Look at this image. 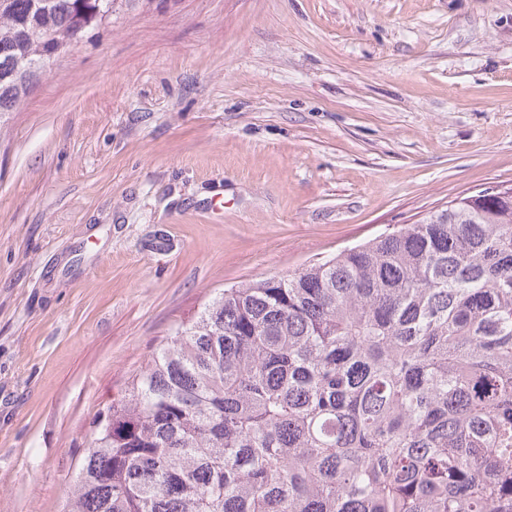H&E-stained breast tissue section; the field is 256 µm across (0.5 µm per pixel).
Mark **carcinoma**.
Listing matches in <instances>:
<instances>
[{
    "instance_id": "1",
    "label": "carcinoma",
    "mask_w": 512,
    "mask_h": 512,
    "mask_svg": "<svg viewBox=\"0 0 512 512\" xmlns=\"http://www.w3.org/2000/svg\"><path fill=\"white\" fill-rule=\"evenodd\" d=\"M109 0H0V126ZM65 512H512V187L230 288L101 411Z\"/></svg>"
}]
</instances>
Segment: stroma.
<instances>
[{
    "label": "stroma",
    "mask_w": 512,
    "mask_h": 512,
    "mask_svg": "<svg viewBox=\"0 0 512 512\" xmlns=\"http://www.w3.org/2000/svg\"><path fill=\"white\" fill-rule=\"evenodd\" d=\"M512 185V0H140L0 127V512L225 289Z\"/></svg>",
    "instance_id": "obj_1"
}]
</instances>
